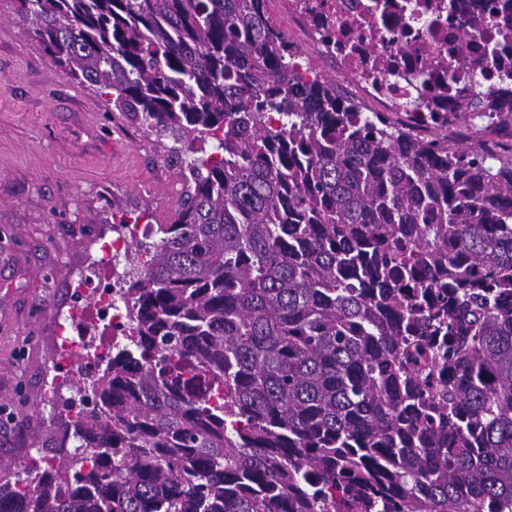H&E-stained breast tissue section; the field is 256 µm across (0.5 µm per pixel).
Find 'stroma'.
<instances>
[{
	"instance_id": "obj_1",
	"label": "stroma",
	"mask_w": 512,
	"mask_h": 512,
	"mask_svg": "<svg viewBox=\"0 0 512 512\" xmlns=\"http://www.w3.org/2000/svg\"><path fill=\"white\" fill-rule=\"evenodd\" d=\"M104 112L0 0V457L28 458L34 435L55 430L40 391L52 365L44 337L106 205L163 224L180 198L150 138Z\"/></svg>"
}]
</instances>
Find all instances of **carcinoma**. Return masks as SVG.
Here are the masks:
<instances>
[{"label":"carcinoma","mask_w":512,"mask_h":512,"mask_svg":"<svg viewBox=\"0 0 512 512\" xmlns=\"http://www.w3.org/2000/svg\"><path fill=\"white\" fill-rule=\"evenodd\" d=\"M16 2L184 191L125 257L134 351L0 512H512V145L445 128L512 110L362 112L267 0Z\"/></svg>","instance_id":"obj_1"}]
</instances>
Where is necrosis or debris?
I'll return each instance as SVG.
<instances>
[{
  "label": "necrosis or debris",
  "mask_w": 512,
  "mask_h": 512,
  "mask_svg": "<svg viewBox=\"0 0 512 512\" xmlns=\"http://www.w3.org/2000/svg\"><path fill=\"white\" fill-rule=\"evenodd\" d=\"M505 2L287 0L293 30L354 79L367 111L391 113L422 134L432 128L428 113L451 112L480 89L512 105V53L488 63L494 42L512 41V22L499 11ZM465 32L470 39L464 44ZM145 231L142 224L105 222L94 254L68 281L67 308L47 336L55 374L42 385L57 414H85V397L69 389L72 379L81 370L97 372L116 345L130 342L118 262L130 244L144 241Z\"/></svg>",
  "instance_id": "1"
}]
</instances>
